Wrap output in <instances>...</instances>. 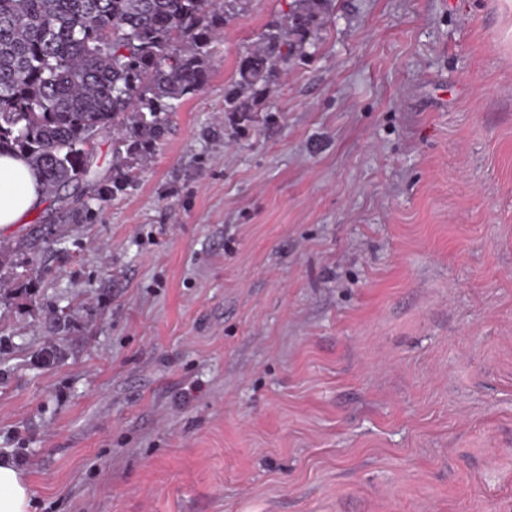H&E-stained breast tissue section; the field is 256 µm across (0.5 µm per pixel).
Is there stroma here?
Listing matches in <instances>:
<instances>
[{
	"label": "stroma",
	"instance_id": "obj_1",
	"mask_svg": "<svg viewBox=\"0 0 512 512\" xmlns=\"http://www.w3.org/2000/svg\"><path fill=\"white\" fill-rule=\"evenodd\" d=\"M293 0L106 202L43 197L0 288L30 512H512V0H334L224 127ZM332 0H295L285 18L271 26L256 46L241 55L236 76L224 92V114L231 127L250 122V102L266 94L279 67L306 56L308 37L316 33L332 11Z\"/></svg>",
	"mask_w": 512,
	"mask_h": 512
}]
</instances>
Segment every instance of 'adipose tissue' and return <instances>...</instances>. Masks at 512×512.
I'll return each instance as SVG.
<instances>
[{
    "label": "adipose tissue",
    "mask_w": 512,
    "mask_h": 512,
    "mask_svg": "<svg viewBox=\"0 0 512 512\" xmlns=\"http://www.w3.org/2000/svg\"><path fill=\"white\" fill-rule=\"evenodd\" d=\"M43 192L27 160L15 154L0 155V228L24 222L37 209ZM30 484L9 458H0V512H29Z\"/></svg>",
    "instance_id": "obj_1"
}]
</instances>
